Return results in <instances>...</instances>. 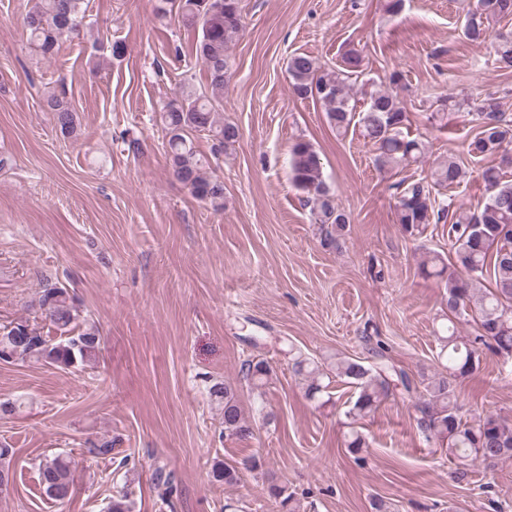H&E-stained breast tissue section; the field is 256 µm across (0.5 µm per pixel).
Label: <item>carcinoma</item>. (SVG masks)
Listing matches in <instances>:
<instances>
[{
    "mask_svg": "<svg viewBox=\"0 0 512 512\" xmlns=\"http://www.w3.org/2000/svg\"><path fill=\"white\" fill-rule=\"evenodd\" d=\"M156 17L160 20L175 13L183 26L198 32L196 58L209 74L208 91L198 94L181 86L163 107L162 121L166 132V154L172 176L184 184L194 198L213 206L224 200V182L209 172L210 163L194 145V134L206 132L222 147L238 137V129L219 120L224 107L226 74L230 71L229 45L242 28L239 0H161ZM83 0H31L22 24L30 45L43 57L54 55L63 40L78 37L83 31ZM479 12L467 17L464 34L472 42L492 40V64L502 71H512V32L490 35L484 19L512 18V0H478ZM363 59L356 51L348 52L342 68L320 66L306 53H294L287 61L289 91L299 99L316 98L325 107L328 124L336 135L344 136L355 125L362 127L365 138L377 150L375 165L383 173L408 166L425 153L424 142L404 132L408 121L403 101L394 88L402 74L392 72L390 88L370 97L362 107L350 93L349 81L362 74ZM47 111L60 134L69 137L76 132V113L68 99L52 93L46 98ZM467 111L476 122L477 132L469 141L467 155L472 159L501 157V164L482 169L481 178L487 192L486 201L476 211L454 208L452 198L436 199L433 192L460 186L466 171L462 159L450 156L433 163L427 175L408 182L392 184L395 190V219L403 233L410 236L428 224L449 222L448 257L429 255L422 262V274L444 281L448 289L446 316L454 325L468 317L477 325L473 336L455 332L441 337L439 357L446 359L442 369L421 375L424 392H418L410 378L384 354L368 365L338 356L323 368L295 349H290L295 375L307 382V399L322 407L326 386L322 378L334 375L354 385L357 397L348 411L357 420L375 412L391 388L416 399L421 412L418 426L426 441L446 445L456 461L458 474L466 478L470 467L481 466L493 471L512 460V426L492 412L480 413L467 420L458 413L457 381L480 366L484 350L512 361V182L505 179L503 166L512 164L506 145L512 142V123L506 120L496 98L448 96L436 101L435 112ZM291 179L304 195L314 222L331 224L341 231L350 223L349 215L337 202L335 192L323 179L319 151L305 139L296 140L290 148ZM490 276L491 286L474 297L480 279ZM39 307L45 320L59 332L61 339L49 342L40 328L27 319H19L0 331V361L13 362L18 357L32 358L59 369L93 362L100 352L98 328L79 324L80 310L67 288L50 280L42 290ZM243 379L253 389L263 386L270 367L263 359H247L242 363ZM210 395L224 400V431L240 441L256 436L251 421L243 414L231 385L216 383ZM264 459L250 454L232 464L221 463L212 471L213 478L228 485L241 476L263 469ZM73 461L69 456L55 455L38 466L39 484L45 495L62 505L73 493ZM264 494L276 512H294V495L275 479L266 481Z\"/></svg>",
    "mask_w": 512,
    "mask_h": 512,
    "instance_id": "obj_1",
    "label": "carcinoma"
}]
</instances>
